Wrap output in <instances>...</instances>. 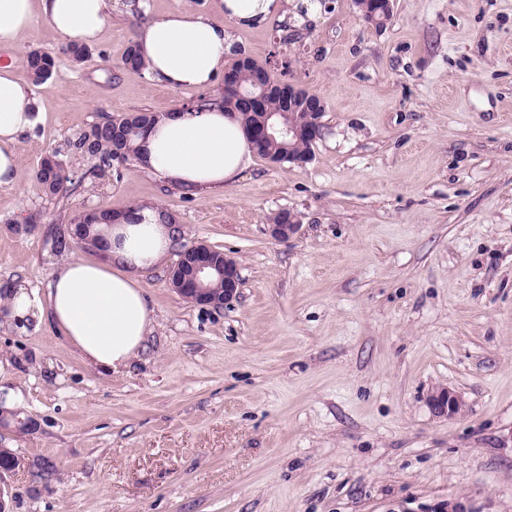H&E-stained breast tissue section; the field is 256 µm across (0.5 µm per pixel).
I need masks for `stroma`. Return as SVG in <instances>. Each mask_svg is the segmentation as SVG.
<instances>
[{
  "label": "stroma",
  "instance_id": "1",
  "mask_svg": "<svg viewBox=\"0 0 512 512\" xmlns=\"http://www.w3.org/2000/svg\"><path fill=\"white\" fill-rule=\"evenodd\" d=\"M234 33L326 106L305 166L254 157L231 186L184 196L139 163L93 170L71 143L105 116L214 96L149 84L121 58L114 11L72 64L44 21L26 49L57 56L40 120L0 188V288L45 293L75 255L55 224L157 204L177 244L141 276L147 349L121 374L86 365L48 323L0 319V448L11 512H512V0H393L384 26L355 0H313ZM57 155L80 176L42 193ZM299 227L270 236L282 211ZM224 251L237 296L203 309L168 285L182 247ZM448 389L463 415L437 416ZM51 476H40L43 464ZM432 409L440 416L454 417L465 411V402L448 390H440L429 398ZM15 452L13 449L10 448H1L0 450V466L5 468L8 465H11L7 469L0 468V510L2 512H9V510H6L5 508V497H9L8 489L4 486L2 483V475L10 472H14L20 468L25 467L26 461L25 458L20 457L18 455H14ZM14 456V458H13ZM13 458V460H12ZM0 511V512H1Z\"/></svg>",
  "mask_w": 512,
  "mask_h": 512
}]
</instances>
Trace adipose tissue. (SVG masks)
Here are the masks:
<instances>
[{"label":"adipose tissue","mask_w":512,"mask_h":512,"mask_svg":"<svg viewBox=\"0 0 512 512\" xmlns=\"http://www.w3.org/2000/svg\"><path fill=\"white\" fill-rule=\"evenodd\" d=\"M117 0H0V46L20 54L22 36L44 18L64 38L96 43ZM282 0H215L214 16L186 5L147 20L135 43L143 77L169 89L212 85L231 53L234 29L260 25L276 15ZM15 62L0 65V187L17 184L18 146L39 121L34 91L15 74ZM142 166L182 191L233 184L253 149L240 117L220 108L185 106L161 116L141 146ZM176 230L156 205L128 207L108 227L106 257L73 258L49 276L45 294L17 289L7 316L49 320L85 362L119 373L144 349L154 316L139 279L168 252Z\"/></svg>","instance_id":"1"}]
</instances>
